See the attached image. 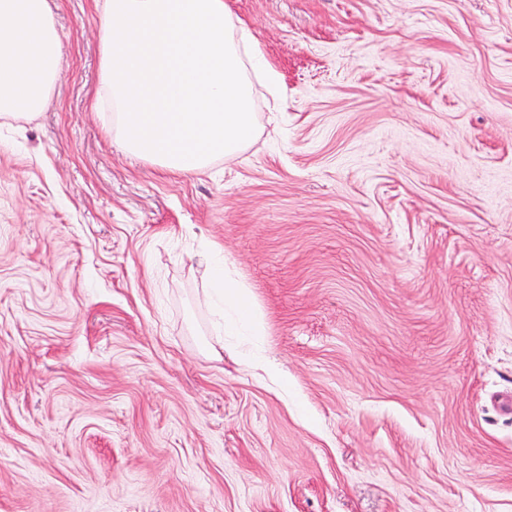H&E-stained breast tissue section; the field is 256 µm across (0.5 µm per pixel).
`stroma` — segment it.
Returning a JSON list of instances; mask_svg holds the SVG:
<instances>
[{"label": "stroma", "instance_id": "obj_1", "mask_svg": "<svg viewBox=\"0 0 512 512\" xmlns=\"http://www.w3.org/2000/svg\"><path fill=\"white\" fill-rule=\"evenodd\" d=\"M225 2L281 86L182 175L95 107L97 0H49L55 90L0 120V512H512V0ZM215 289L206 293V302L215 303L222 306H230L238 311L243 310L244 292L243 287H239L231 281H224L222 275H218L215 283Z\"/></svg>", "mask_w": 512, "mask_h": 512}]
</instances>
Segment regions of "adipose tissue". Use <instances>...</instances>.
I'll list each match as a JSON object with an SVG mask.
<instances>
[{
  "mask_svg": "<svg viewBox=\"0 0 512 512\" xmlns=\"http://www.w3.org/2000/svg\"><path fill=\"white\" fill-rule=\"evenodd\" d=\"M60 61L47 0H0V119L42 112L54 91Z\"/></svg>",
  "mask_w": 512,
  "mask_h": 512,
  "instance_id": "obj_1",
  "label": "adipose tissue"
}]
</instances>
